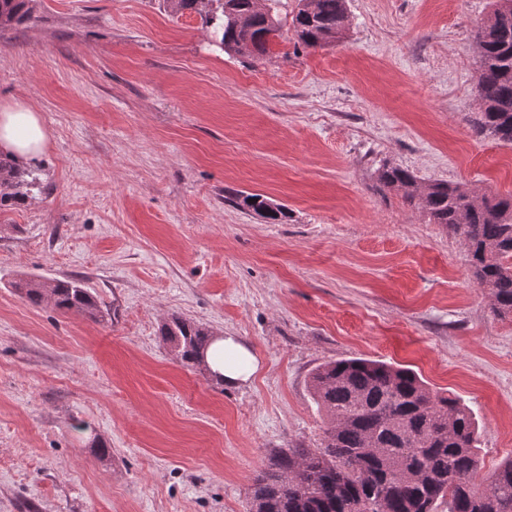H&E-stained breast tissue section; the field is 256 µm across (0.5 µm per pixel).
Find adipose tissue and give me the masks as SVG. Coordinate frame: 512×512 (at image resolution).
<instances>
[{"label": "adipose tissue", "instance_id": "adipose-tissue-1", "mask_svg": "<svg viewBox=\"0 0 512 512\" xmlns=\"http://www.w3.org/2000/svg\"><path fill=\"white\" fill-rule=\"evenodd\" d=\"M48 134L37 110L24 99L16 98L0 105V150L32 159L45 150ZM205 363L226 385L237 386L249 381L261 362L238 337L227 334L215 337L205 356Z\"/></svg>", "mask_w": 512, "mask_h": 512}]
</instances>
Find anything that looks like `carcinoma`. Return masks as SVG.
I'll list each match as a JSON object with an SVG mask.
<instances>
[{
  "label": "carcinoma",
  "instance_id": "carcinoma-1",
  "mask_svg": "<svg viewBox=\"0 0 512 512\" xmlns=\"http://www.w3.org/2000/svg\"><path fill=\"white\" fill-rule=\"evenodd\" d=\"M172 12L198 13L218 48L245 57L268 53L280 36L281 0H169ZM31 16L28 0H0V27ZM346 0H297L292 27L306 48L340 41ZM480 99L478 134L512 144V0H496L477 33ZM380 192L396 190L431 224L459 236L493 312L512 315V194L488 197L446 182L424 185L396 166L378 170ZM38 178L0 154V207L24 200ZM242 205L279 224L285 206L260 194H240ZM34 306L50 300L63 313L103 317L95 298L73 280L30 278L15 284ZM160 336L178 359L197 364L213 338L205 326L173 315ZM312 398L327 418L320 448H286L255 478L249 512H512V458L483 486L477 426L457 397L435 391L413 369L354 357L318 366Z\"/></svg>",
  "mask_w": 512,
  "mask_h": 512
}]
</instances>
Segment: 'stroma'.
I'll return each mask as SVG.
<instances>
[{
  "label": "stroma",
  "mask_w": 512,
  "mask_h": 512,
  "mask_svg": "<svg viewBox=\"0 0 512 512\" xmlns=\"http://www.w3.org/2000/svg\"><path fill=\"white\" fill-rule=\"evenodd\" d=\"M282 0L262 59L167 0H31L0 27V102L49 135L42 189L0 210V512H248L283 448L320 447L321 364L413 368L471 409L478 483L512 457V316L459 236L378 168L512 194V144L479 136L475 35L492 0H346L344 42L306 49ZM259 193L282 224L237 204ZM76 279L108 320L14 281ZM238 336L229 387L163 344L171 315Z\"/></svg>",
  "instance_id": "stroma-1"
}]
</instances>
